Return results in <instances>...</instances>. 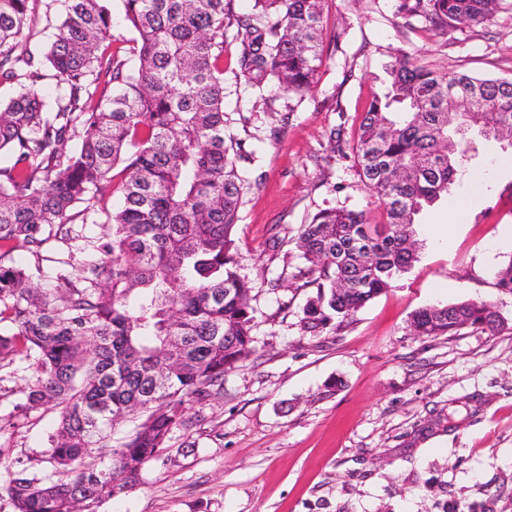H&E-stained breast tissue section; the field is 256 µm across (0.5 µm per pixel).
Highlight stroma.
I'll use <instances>...</instances> for the list:
<instances>
[{
    "label": "stroma",
    "instance_id": "35a3bbf8",
    "mask_svg": "<svg viewBox=\"0 0 512 512\" xmlns=\"http://www.w3.org/2000/svg\"><path fill=\"white\" fill-rule=\"evenodd\" d=\"M397 0H325L323 64L303 102L235 76L224 55L227 132L255 159L234 233L253 286L258 351L224 378V396L192 431H175L168 458L147 463L142 483L100 512H512V294L496 274L512 259V149L468 132L452 193L416 219L419 260L391 288L323 335H301L311 287L294 239L320 209L376 211L352 158L331 156L327 136L353 140L364 106L384 89L383 66L408 52L440 71L512 79V10L438 35L406 23ZM275 97L273 110L262 100ZM470 200L462 216L452 208ZM279 231L282 257L268 240ZM49 241L40 256L9 261L52 279L61 260L94 257L95 224ZM281 286L272 291L270 279ZM491 303L502 330L467 327L419 337L413 314L461 301ZM29 361L0 367V482L42 473L52 411L23 414ZM334 390H327L328 382Z\"/></svg>",
    "mask_w": 512,
    "mask_h": 512
}]
</instances>
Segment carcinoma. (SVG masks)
Here are the masks:
<instances>
[{
    "instance_id": "obj_1",
    "label": "carcinoma",
    "mask_w": 512,
    "mask_h": 512,
    "mask_svg": "<svg viewBox=\"0 0 512 512\" xmlns=\"http://www.w3.org/2000/svg\"><path fill=\"white\" fill-rule=\"evenodd\" d=\"M113 0H0V245L39 256L93 200L117 192L98 258L50 288L0 257V364L33 361L28 412L52 409V469L9 473L14 512H99L142 481L172 434L224 396V376L256 351L253 287L234 235L248 189L243 139H226L224 50L239 75L303 100L322 63V0H120L128 49L113 47ZM504 0H399L397 13L445 35L489 22ZM58 33L36 38L38 13ZM367 102L352 154L381 210L328 207L299 227L297 277L316 288L299 315L319 336L418 261L415 218L456 182L459 128L512 147V80L445 72L395 53ZM55 81L54 93L44 91ZM331 152L345 154L342 126ZM503 326L493 305L418 310V336ZM136 421L112 445L117 425Z\"/></svg>"
}]
</instances>
